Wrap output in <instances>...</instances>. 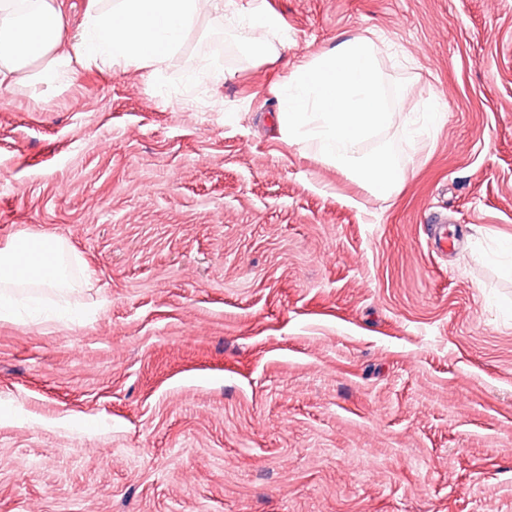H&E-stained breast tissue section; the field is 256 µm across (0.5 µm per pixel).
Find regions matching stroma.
<instances>
[{
    "label": "stroma",
    "mask_w": 512,
    "mask_h": 512,
    "mask_svg": "<svg viewBox=\"0 0 512 512\" xmlns=\"http://www.w3.org/2000/svg\"><path fill=\"white\" fill-rule=\"evenodd\" d=\"M273 3L282 46L208 18L157 79L0 92V248L71 283L0 320V512H512V0ZM359 35L387 198L277 119Z\"/></svg>",
    "instance_id": "1"
}]
</instances>
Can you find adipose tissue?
I'll return each mask as SVG.
<instances>
[{
  "mask_svg": "<svg viewBox=\"0 0 512 512\" xmlns=\"http://www.w3.org/2000/svg\"><path fill=\"white\" fill-rule=\"evenodd\" d=\"M218 10L235 14V0H86L71 36L60 0H0V90H52L71 81L82 62L133 66L157 78L187 35ZM61 264L62 251L48 237H23L0 249V318L13 314L11 285L67 287ZM48 265L57 275H45Z\"/></svg>",
  "mask_w": 512,
  "mask_h": 512,
  "instance_id": "ef3b65f1",
  "label": "adipose tissue"
}]
</instances>
